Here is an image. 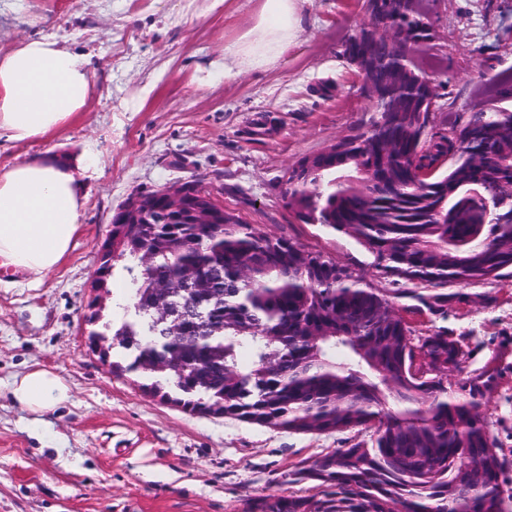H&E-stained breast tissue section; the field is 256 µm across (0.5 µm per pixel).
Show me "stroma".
<instances>
[{"instance_id":"obj_1","label":"stroma","mask_w":512,"mask_h":512,"mask_svg":"<svg viewBox=\"0 0 512 512\" xmlns=\"http://www.w3.org/2000/svg\"><path fill=\"white\" fill-rule=\"evenodd\" d=\"M256 0H0V51L47 38L88 55L84 112L56 137L0 139V164L94 146L81 229L63 264L32 284L0 271V512H246L286 496L300 460L339 447L331 434H294L185 411L150 396L132 361L88 348L83 315L98 246L118 205L139 189L187 180L224 191L225 208L259 231L298 241L380 278L354 239L298 221L283 196L291 168L366 132L372 113L343 55L369 21L363 0H306L295 41L274 65L240 68L231 46L254 26ZM429 28L412 55L435 88L434 131L459 128L486 100L512 109V0H421ZM468 303L447 326L486 351L512 352V283L462 284ZM60 375L70 398L38 415L10 385L34 369Z\"/></svg>"}]
</instances>
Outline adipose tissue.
I'll return each instance as SVG.
<instances>
[{
	"label": "adipose tissue",
	"instance_id": "ef3b65f1",
	"mask_svg": "<svg viewBox=\"0 0 512 512\" xmlns=\"http://www.w3.org/2000/svg\"><path fill=\"white\" fill-rule=\"evenodd\" d=\"M304 0H258V23L236 52L250 65H267L297 36ZM91 89L86 54L48 39L23 40L0 53V135L14 142L45 139L84 112ZM92 148L64 160L53 156L0 165V263L33 281L65 260L81 227V176L96 168ZM15 400L35 414L54 410L68 398L56 373L35 369L16 378Z\"/></svg>",
	"mask_w": 512,
	"mask_h": 512
}]
</instances>
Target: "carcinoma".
<instances>
[{
    "label": "carcinoma",
    "instance_id": "obj_1",
    "mask_svg": "<svg viewBox=\"0 0 512 512\" xmlns=\"http://www.w3.org/2000/svg\"><path fill=\"white\" fill-rule=\"evenodd\" d=\"M344 56L375 102L370 130L303 175L284 198L304 224L348 235L390 284L251 224H172L162 191L146 224L115 245L125 284L112 345L136 355L142 387L186 411L295 434L353 433L288 470L304 493L263 496L248 512H512V449L491 432L497 353L443 322L478 271L512 278V111L472 112L432 132L436 96L407 55L426 36L404 0H380ZM470 139L429 185L414 170Z\"/></svg>",
    "mask_w": 512,
    "mask_h": 512
}]
</instances>
